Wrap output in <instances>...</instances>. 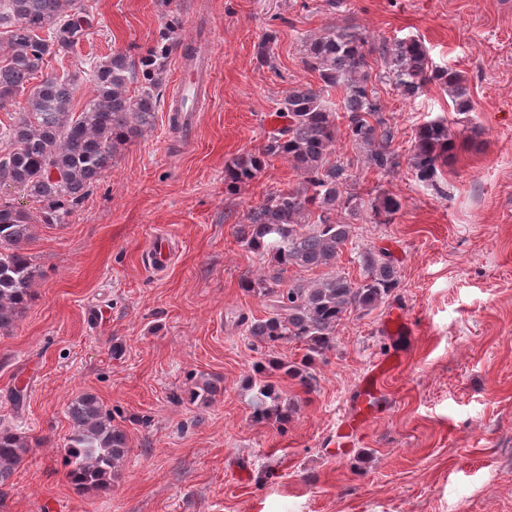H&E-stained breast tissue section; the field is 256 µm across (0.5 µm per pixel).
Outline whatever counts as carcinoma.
<instances>
[{
  "mask_svg": "<svg viewBox=\"0 0 512 512\" xmlns=\"http://www.w3.org/2000/svg\"><path fill=\"white\" fill-rule=\"evenodd\" d=\"M92 6L83 0H0V29L7 35L0 59V107L27 91L23 110L0 127V182L22 188L43 203L46 223L60 224L90 194L118 151L151 127L173 47L178 44V20L172 18L154 46L138 59L122 51L90 63L95 80L93 97L81 112L73 111L74 80L68 73L52 75L26 89L49 60L70 53L89 26ZM366 42L357 32L328 29L302 42L304 67L318 74L322 85L299 84L276 109L282 125L268 132L263 145L225 166L224 182L233 192L255 180L270 157H282L301 177V185L267 193L238 226L236 240L269 258L272 272L245 281L248 293L266 302V315H240L245 336L261 348L295 344L305 350L299 360L266 359L254 365L250 378L253 421L275 415L288 419L291 404L283 399L274 374L310 387L315 358L336 345V330L347 314L370 313L399 287L394 261L382 249L356 252L361 279L352 281L334 271L307 284H284L288 267H331L354 238V221L369 206L378 224H388L401 208L390 195L366 201L356 191H344L345 166L331 159L338 122L353 142L370 147L367 163L384 172L396 166L390 150L395 135L366 72ZM400 94L412 98L432 83L449 93L454 111H471L467 86L459 71L437 67L426 47L415 38L396 39L378 48ZM140 85L129 94L128 84ZM329 88L343 92L339 108L324 99ZM455 148L442 121L422 124L411 147L418 181L438 184L443 166ZM348 219L338 218V211ZM29 216L0 200V330L9 329L33 299L38 271L24 245L32 238ZM206 380L189 391V400L205 404L218 393ZM73 431L64 463L71 483L81 490L104 488L127 454V436L112 424V416L92 393L73 398L67 406ZM31 451L22 436L0 427V486Z\"/></svg>",
  "mask_w": 512,
  "mask_h": 512,
  "instance_id": "cac0c4a2",
  "label": "carcinoma"
}]
</instances>
